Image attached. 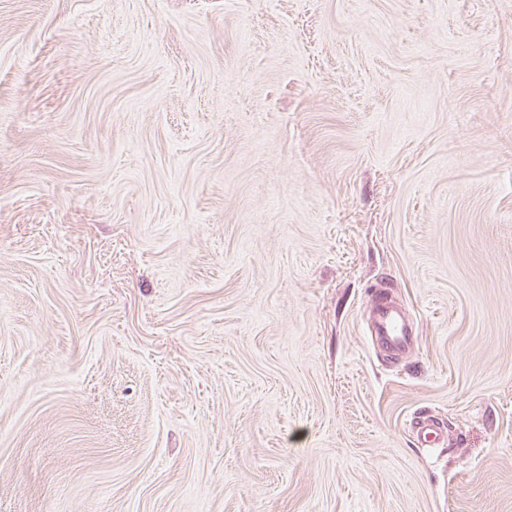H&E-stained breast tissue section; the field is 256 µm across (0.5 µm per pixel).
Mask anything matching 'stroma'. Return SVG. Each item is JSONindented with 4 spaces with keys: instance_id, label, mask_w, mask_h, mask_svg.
<instances>
[{
    "instance_id": "1",
    "label": "stroma",
    "mask_w": 512,
    "mask_h": 512,
    "mask_svg": "<svg viewBox=\"0 0 512 512\" xmlns=\"http://www.w3.org/2000/svg\"><path fill=\"white\" fill-rule=\"evenodd\" d=\"M0 506L512 512V0H0ZM375 312L376 335L380 336L391 350L397 353L408 352L412 338L397 313L391 310L382 298L378 299ZM413 433L421 444L428 445L443 436V428L433 419L425 418L414 423Z\"/></svg>"
}]
</instances>
